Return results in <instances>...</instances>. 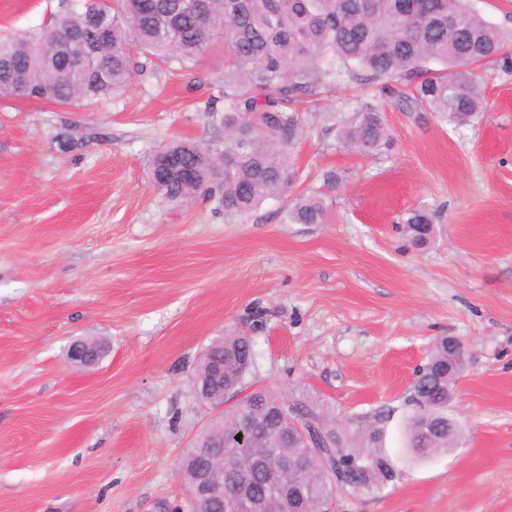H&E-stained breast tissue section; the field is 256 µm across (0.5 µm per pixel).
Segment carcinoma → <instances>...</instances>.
Instances as JSON below:
<instances>
[{"mask_svg": "<svg viewBox=\"0 0 512 512\" xmlns=\"http://www.w3.org/2000/svg\"><path fill=\"white\" fill-rule=\"evenodd\" d=\"M100 17L107 38L79 58L60 66L58 43L70 32ZM224 37V110L209 103L208 114L224 126V152L190 142L159 148L149 163L153 185L171 198L199 193L218 197L227 219H242L290 188L297 169L292 149L302 134L296 105L319 98L343 77H363L390 88L391 81L413 85L409 101L441 120L464 126L483 111V98L469 66L493 59L512 44L506 31L484 18L469 0H207L199 10L193 0H80L78 7L55 16L44 28L0 41V94L71 104L114 98L130 84L133 52L162 62L195 63ZM387 126L373 105L351 111L339 129L348 146L370 152L387 143ZM327 205L317 193L299 195L285 212L292 224H322ZM403 233L416 247L432 243V217L410 213ZM255 359L252 337L231 334L202 352L196 376L207 379L212 365H224V387H214L202 401L224 400V415L194 440L178 465L188 488L200 479L209 450L224 449L246 473L224 471V495L190 512H226L224 497L244 481L254 500L247 512L280 509L268 494L288 484L304 486L301 512H318L331 501L337 473L357 491L379 489L397 479L390 457L379 449L382 433L370 429L365 449L346 446V436L304 396L288 399L247 381ZM446 338L435 342L411 386L412 412L405 422L406 448L422 458L448 450V429L421 447L419 424L431 414L448 416ZM248 392L238 403L235 398ZM293 403L311 417L331 446V453L310 447L294 425ZM272 446L293 462L281 473L257 463L258 449ZM362 460L354 470L349 462Z\"/></svg>", "mask_w": 512, "mask_h": 512, "instance_id": "carcinoma-1", "label": "carcinoma"}]
</instances>
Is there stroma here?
I'll list each match as a JSON object with an SVG mask.
<instances>
[{
    "instance_id": "35a3bbf8",
    "label": "stroma",
    "mask_w": 512,
    "mask_h": 512,
    "mask_svg": "<svg viewBox=\"0 0 512 512\" xmlns=\"http://www.w3.org/2000/svg\"><path fill=\"white\" fill-rule=\"evenodd\" d=\"M74 5L0 0V37ZM474 72L484 110L464 127L402 106L400 83L345 79L301 105L300 178L243 221L147 177L167 143L223 148L205 111L224 105L223 44L193 65L139 57L114 99L0 95V512L186 501L180 458L222 414L196 396L197 360L235 332L254 340L255 385L306 395L351 446L383 429L396 482L336 491L331 512H512V59ZM363 102L390 131L373 152L338 139ZM310 190L330 201L326 222L285 223ZM415 209L436 225L425 249L401 231ZM439 336L468 349L448 409L461 429L417 460L409 389ZM77 339L106 343L95 366L71 363Z\"/></svg>"
}]
</instances>
